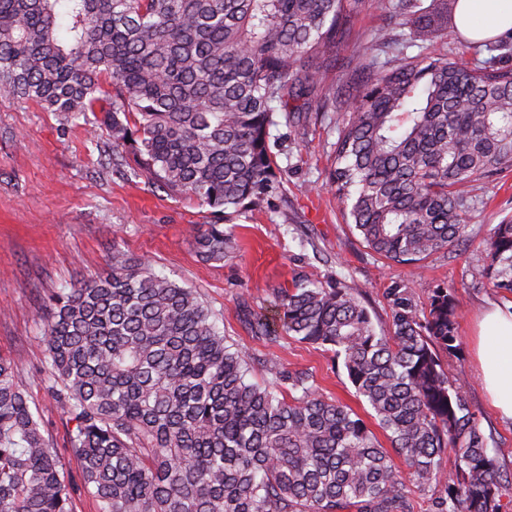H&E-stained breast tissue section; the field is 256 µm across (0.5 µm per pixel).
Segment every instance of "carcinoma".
<instances>
[{
  "label": "carcinoma",
  "instance_id": "cac0c4a2",
  "mask_svg": "<svg viewBox=\"0 0 512 512\" xmlns=\"http://www.w3.org/2000/svg\"><path fill=\"white\" fill-rule=\"evenodd\" d=\"M361 0H0V97L88 120L89 142L130 152L137 175L224 220L278 193L272 146L291 114L336 115L327 185L376 254L416 265L465 241L473 188L512 166V67L498 39L411 55L391 30L345 69L347 98L315 94ZM422 0H397L407 27ZM300 100L290 106L288 99ZM205 262L232 230L193 234ZM474 275L512 294V221ZM377 333L362 290L301 274L280 292L279 331L342 361L390 444L304 372L248 379L250 355L191 288L112 252V273L53 297L43 343L98 512H502V475L454 377L458 313L446 288L417 317L393 288ZM0 356V512H73L74 484ZM406 463L401 470L390 455Z\"/></svg>",
  "mask_w": 512,
  "mask_h": 512
}]
</instances>
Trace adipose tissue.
Wrapping results in <instances>:
<instances>
[{
	"label": "adipose tissue",
	"mask_w": 512,
	"mask_h": 512,
	"mask_svg": "<svg viewBox=\"0 0 512 512\" xmlns=\"http://www.w3.org/2000/svg\"><path fill=\"white\" fill-rule=\"evenodd\" d=\"M455 23L472 40L498 37L512 31V0H457ZM477 356L493 407L512 420V302L483 316Z\"/></svg>",
	"instance_id": "1"
}]
</instances>
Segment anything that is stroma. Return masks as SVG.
<instances>
[{"label":"stroma","mask_w":512,"mask_h":512,"mask_svg":"<svg viewBox=\"0 0 512 512\" xmlns=\"http://www.w3.org/2000/svg\"><path fill=\"white\" fill-rule=\"evenodd\" d=\"M394 3L363 0L350 34L336 46V65L323 77L325 89L342 88V64L374 47ZM337 136L329 112L306 113L289 127L276 157L286 170L281 194L232 221L240 244L234 256L205 262L191 240L195 229L214 223L209 207L131 177L133 156L106 162L82 121L0 98V355L22 354L17 380L71 476H78L79 464L69 448L72 425L50 383L45 310L60 288L109 273L116 249L150 260L156 272L197 290L225 336L250 352L251 381L266 382L272 364L304 371L320 394L359 413L364 407L332 352L285 334L268 342L254 335L251 320L268 314L279 290L301 273L338 275L358 285L380 333L391 325V288H407L420 316L434 289H448L459 308L460 350L451 367L491 438L501 471L512 475V421L501 419L486 399L476 358L479 317L508 298L473 276L486 259L490 229L512 220V170L475 187L477 203L464 244L434 253L420 266L402 265L367 247L328 190Z\"/></svg>","instance_id":"obj_1"}]
</instances>
